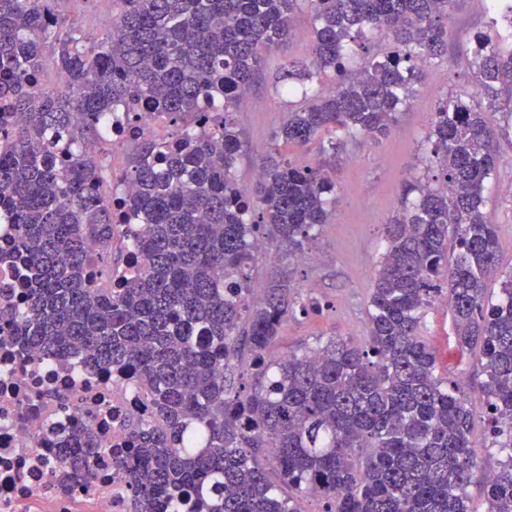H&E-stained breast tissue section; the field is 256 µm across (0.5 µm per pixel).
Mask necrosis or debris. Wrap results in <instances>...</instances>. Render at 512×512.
<instances>
[{
    "instance_id": "4bbe7bcc",
    "label": "necrosis or debris",
    "mask_w": 512,
    "mask_h": 512,
    "mask_svg": "<svg viewBox=\"0 0 512 512\" xmlns=\"http://www.w3.org/2000/svg\"><path fill=\"white\" fill-rule=\"evenodd\" d=\"M13 332L0 317V512H134L115 459L129 446V423L150 416L148 393L116 370L37 358L10 341ZM86 422L100 448L85 488L65 466L60 440Z\"/></svg>"
}]
</instances>
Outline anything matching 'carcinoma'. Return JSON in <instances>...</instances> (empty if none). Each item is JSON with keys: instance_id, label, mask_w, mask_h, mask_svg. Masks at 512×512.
I'll return each mask as SVG.
<instances>
[{"instance_id": "carcinoma-1", "label": "carcinoma", "mask_w": 512, "mask_h": 512, "mask_svg": "<svg viewBox=\"0 0 512 512\" xmlns=\"http://www.w3.org/2000/svg\"><path fill=\"white\" fill-rule=\"evenodd\" d=\"M50 2L0 0V207L27 256L18 327L37 357L120 368L150 394L156 421L134 425L120 458L135 512H305L310 497L319 512H471L477 410L438 375L421 334L444 300L458 346L479 351L483 448L502 456L484 480L487 512H512V269L500 267L484 200L500 164L495 115L512 131V0H489L473 80L434 109L424 170L384 225L364 343L330 336L277 360L267 354L282 323L309 307L286 272L250 300L260 237L301 253L328 223L348 145L391 134L426 64L448 54L455 0H112L98 40L72 14L49 16ZM305 9L311 57L288 60L275 84L301 104L245 197L233 114L262 73L261 51L287 42ZM386 38L391 50L374 51ZM48 51L66 81L57 93L42 84ZM144 99L175 137L135 136ZM109 112L127 114L136 145L125 172L136 191L110 205L95 188L111 147L82 152ZM315 139L312 165L278 151ZM123 224L138 225L136 270L100 288L87 267L112 264ZM68 442L71 468L91 482V429Z\"/></svg>"}]
</instances>
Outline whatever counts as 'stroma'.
<instances>
[{"instance_id": "35a3bbf8", "label": "stroma", "mask_w": 512, "mask_h": 512, "mask_svg": "<svg viewBox=\"0 0 512 512\" xmlns=\"http://www.w3.org/2000/svg\"><path fill=\"white\" fill-rule=\"evenodd\" d=\"M487 0H458L449 28L452 38L443 62L427 67L425 79L411 104L398 115L393 134L380 142L350 145V160L338 173L339 193L328 224L315 232L308 248L309 260L288 255L274 240L263 242V251L252 273L253 287L278 268L294 273L304 301L319 308L288 319L268 353L277 359L289 350L313 343L319 336H344L363 343L368 330V302L373 270L380 257L384 224L395 214L403 183L418 173L428 152L425 135L436 104L458 81L466 80L469 47L473 35L487 21ZM312 17L303 12L293 20L290 42L264 55L261 77L251 88V103L234 114L241 140L237 160V188L253 193L257 175L272 146V137L288 119V108L276 95L273 79L291 58L311 53ZM499 171L488 186L486 213L496 224L499 262L512 268V135L498 139ZM424 334L438 359L440 372L458 381L473 405H481L484 379L478 353L459 355L454 348L453 325L446 306L438 304L425 319Z\"/></svg>"}]
</instances>
